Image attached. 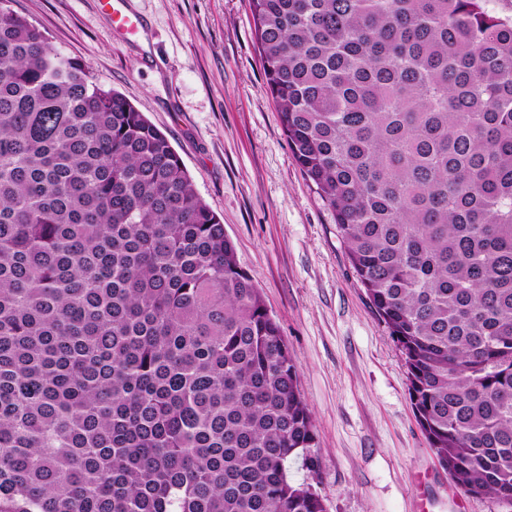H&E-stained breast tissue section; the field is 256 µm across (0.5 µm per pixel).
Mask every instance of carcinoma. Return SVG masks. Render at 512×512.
Instances as JSON below:
<instances>
[{
    "mask_svg": "<svg viewBox=\"0 0 512 512\" xmlns=\"http://www.w3.org/2000/svg\"><path fill=\"white\" fill-rule=\"evenodd\" d=\"M0 0V512H324L280 327L167 136ZM450 481L512 505V0H251Z\"/></svg>",
    "mask_w": 512,
    "mask_h": 512,
    "instance_id": "1",
    "label": "carcinoma"
}]
</instances>
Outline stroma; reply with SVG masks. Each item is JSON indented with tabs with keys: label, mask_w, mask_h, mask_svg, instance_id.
Here are the masks:
<instances>
[{
	"label": "stroma",
	"mask_w": 512,
	"mask_h": 512,
	"mask_svg": "<svg viewBox=\"0 0 512 512\" xmlns=\"http://www.w3.org/2000/svg\"><path fill=\"white\" fill-rule=\"evenodd\" d=\"M169 138L277 321L317 446L288 462L325 512H505L455 488L417 423L403 356L297 164L266 88L250 0H11Z\"/></svg>",
	"instance_id": "obj_1"
}]
</instances>
